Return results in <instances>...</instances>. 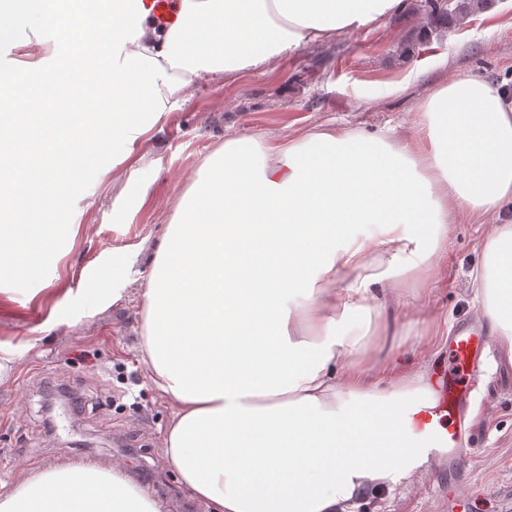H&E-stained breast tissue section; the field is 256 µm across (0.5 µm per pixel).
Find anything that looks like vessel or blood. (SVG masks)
Listing matches in <instances>:
<instances>
[{"label":"vessel or blood","instance_id":"vessel-or-blood-1","mask_svg":"<svg viewBox=\"0 0 512 512\" xmlns=\"http://www.w3.org/2000/svg\"><path fill=\"white\" fill-rule=\"evenodd\" d=\"M79 8L99 21L110 18L115 11H123L128 21H135L141 9L154 14L168 12V0H79ZM39 26L47 32L59 57L65 58V74L77 95L88 94L95 79L85 66V60L74 50L77 37L74 32L55 23L38 19L37 23H23V31ZM488 330H475L467 321H460L448 345V373L431 385V394L411 406L402 426L414 443L430 448L432 456L448 461L449 474L463 470L469 459L463 447V431L469 409L470 388L483 372V349Z\"/></svg>","mask_w":512,"mask_h":512}]
</instances>
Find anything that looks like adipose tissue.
<instances>
[{
    "label": "adipose tissue",
    "instance_id": "ef3b65f1",
    "mask_svg": "<svg viewBox=\"0 0 512 512\" xmlns=\"http://www.w3.org/2000/svg\"><path fill=\"white\" fill-rule=\"evenodd\" d=\"M406 0H173L177 24L140 19L128 35L113 14L91 26L72 0H18L11 23L39 7L82 33L88 62L112 78L63 112L42 39L18 43L0 74V283L32 284L58 262L55 223L79 188L77 165L99 173L132 153L135 112H169L188 92L284 51L333 40L404 9ZM44 83L29 92L24 77ZM512 204V91L475 78L420 105L410 137L313 130L286 142L230 138L207 157L159 243L143 292L138 350L153 388L174 410L165 454L191 496L212 512H357L368 486L421 467L425 447L400 429L427 392L426 375L375 379L348 322L405 315L376 289L369 259L413 272L428 288L430 257L456 221ZM358 224L382 231L359 243ZM496 336L512 345V224L489 227L478 272ZM0 512H161L119 469L49 467L0 492Z\"/></svg>",
    "mask_w": 512,
    "mask_h": 512
}]
</instances>
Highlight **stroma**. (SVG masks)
I'll use <instances>...</instances> for the list:
<instances>
[{
    "instance_id": "stroma-1",
    "label": "stroma",
    "mask_w": 512,
    "mask_h": 512,
    "mask_svg": "<svg viewBox=\"0 0 512 512\" xmlns=\"http://www.w3.org/2000/svg\"><path fill=\"white\" fill-rule=\"evenodd\" d=\"M465 77L512 89V0H493L441 31L406 9L192 91L173 111L141 113L132 154L60 215V223L77 222V233L62 243L40 289L0 287V485L94 455L142 465L163 512H210L166 463L173 409L148 383L135 335L155 246L179 201L225 139L285 142L321 127H391L406 136L422 101ZM486 243V225L460 219L431 259L440 271L432 290L417 295L404 278H391L416 311L396 338L405 370L439 373L449 329L464 319L484 324L474 273ZM98 279L120 300L87 306ZM60 384L83 397L81 413L58 395ZM468 417L469 465L456 484L446 461L432 459L391 487L369 489L358 512H503L501 498L512 493V347L502 340L474 386Z\"/></svg>"
}]
</instances>
